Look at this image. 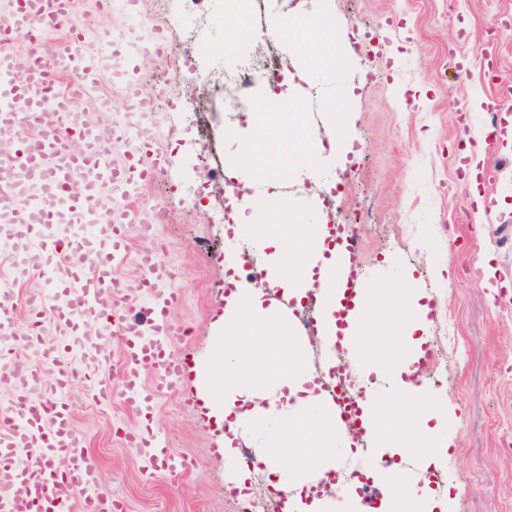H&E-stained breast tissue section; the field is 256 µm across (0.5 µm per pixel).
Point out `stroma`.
I'll list each match as a JSON object with an SVG mask.
<instances>
[{
	"label": "stroma",
	"instance_id": "1",
	"mask_svg": "<svg viewBox=\"0 0 512 512\" xmlns=\"http://www.w3.org/2000/svg\"><path fill=\"white\" fill-rule=\"evenodd\" d=\"M324 6L348 32L345 60L311 88L303 110L324 137L334 129L332 112L342 109V133L353 145L346 165L330 168L345 184L329 221L361 214L362 277L392 260L432 297V348L420 373L445 403L455 442L441 470L444 512H512V38L497 34L512 17V0H265L259 14L209 0L206 16L194 19L174 0L168 14L140 19L145 30L162 28L169 57L147 48L134 67L149 90L186 83L172 58L196 43L203 72L237 71L254 41L266 40L271 14L304 19ZM242 113L220 95L207 112L179 104L173 125L153 141L168 166L143 194L151 203L182 200L155 236L159 261L176 272L171 316L188 331L170 350L193 351L199 364L220 333L225 260H244L250 250L215 217ZM492 120L505 136L470 168L468 149ZM482 253L492 258L488 283L476 265ZM445 260L454 273L443 283L435 270ZM143 378L157 393L154 419L169 448L190 467L149 468L125 440L138 418L119 398L93 402L78 383L70 393L74 423L103 494L122 512H232L222 432L201 403L197 373L178 390L162 386L157 368Z\"/></svg>",
	"mask_w": 512,
	"mask_h": 512
}]
</instances>
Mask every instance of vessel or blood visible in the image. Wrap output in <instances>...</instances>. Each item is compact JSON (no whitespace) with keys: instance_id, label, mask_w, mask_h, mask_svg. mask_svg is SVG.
Listing matches in <instances>:
<instances>
[{"instance_id":"1","label":"vessel or blood","mask_w":512,"mask_h":512,"mask_svg":"<svg viewBox=\"0 0 512 512\" xmlns=\"http://www.w3.org/2000/svg\"><path fill=\"white\" fill-rule=\"evenodd\" d=\"M64 24L65 0H0V122L17 125L23 107L63 119L60 127L15 140L0 157L11 172L10 189L0 196V262L13 263L21 251L26 270L43 276L28 297L23 336L15 328V291L0 283V388L9 395L8 408L0 410V512H69L77 491L84 495V512H110L111 500L99 494L100 472L87 461L86 438L73 424L69 394L78 379L96 402L120 397L139 419L127 436L130 445L151 466L173 467L172 450L153 423L155 394L142 369L154 365L163 385L175 389L190 365L169 351L182 329L171 317L174 272L158 264V242L140 253L138 279L119 280L125 226L104 223L98 204L105 194L138 200L167 157L142 138L136 150L113 160L97 128L71 114L73 102H99L98 77L114 50L86 47L77 26L51 65H40L36 52L5 50L19 33L31 30L41 39ZM77 253L87 267L61 263V255ZM47 318L57 336L52 344L40 336ZM111 322L118 325L124 356L115 382L101 375L111 359L101 343Z\"/></svg>"}]
</instances>
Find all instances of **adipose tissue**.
<instances>
[{
	"instance_id": "1",
	"label": "adipose tissue",
	"mask_w": 512,
	"mask_h": 512,
	"mask_svg": "<svg viewBox=\"0 0 512 512\" xmlns=\"http://www.w3.org/2000/svg\"><path fill=\"white\" fill-rule=\"evenodd\" d=\"M270 35L287 34L291 65L280 90L270 98L278 111L247 113L233 169L243 193L232 197L239 230L267 255L265 287L234 284L225 298L224 325L210 360L199 373L201 397L211 417L224 427V469L236 489L247 486L239 472L234 443L264 436L255 467L271 488L285 494V512H363L357 480H349L336 498L316 496L339 460L349 458L365 477L381 487L377 512H435L434 491L424 476L447 456L442 410L418 376L421 336L432 308L412 274L360 289V307L337 327L341 295L336 287V247L326 245V224L315 221L314 203L296 207L284 201L271 166L285 170L289 183H318L325 168L344 157L341 136L315 138L302 104L314 74L336 68L335 50L345 32L322 18L309 22L272 15ZM279 202L278 221L257 223L266 203ZM317 301L316 317L326 350L342 346L357 371V388L368 401L366 436L378 452L415 460L413 473L399 467L364 465L336 414L318 375H330L333 359L313 372L308 345L296 336L291 301L307 294Z\"/></svg>"
}]
</instances>
